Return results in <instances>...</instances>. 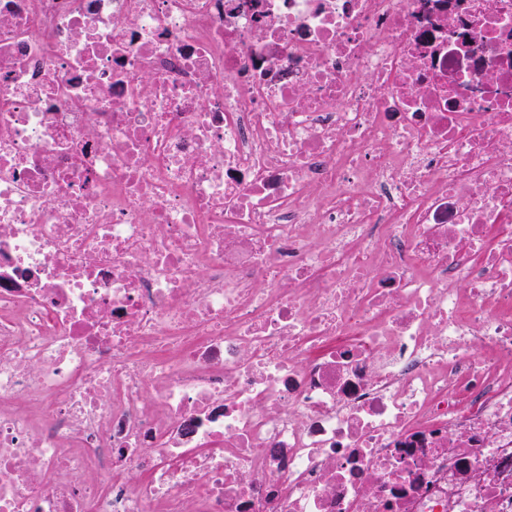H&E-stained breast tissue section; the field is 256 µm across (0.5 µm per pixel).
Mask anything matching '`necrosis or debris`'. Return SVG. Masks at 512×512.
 I'll list each match as a JSON object with an SVG mask.
<instances>
[{"label": "necrosis or debris", "mask_w": 512, "mask_h": 512, "mask_svg": "<svg viewBox=\"0 0 512 512\" xmlns=\"http://www.w3.org/2000/svg\"><path fill=\"white\" fill-rule=\"evenodd\" d=\"M0 512H512V0H0Z\"/></svg>", "instance_id": "1"}]
</instances>
